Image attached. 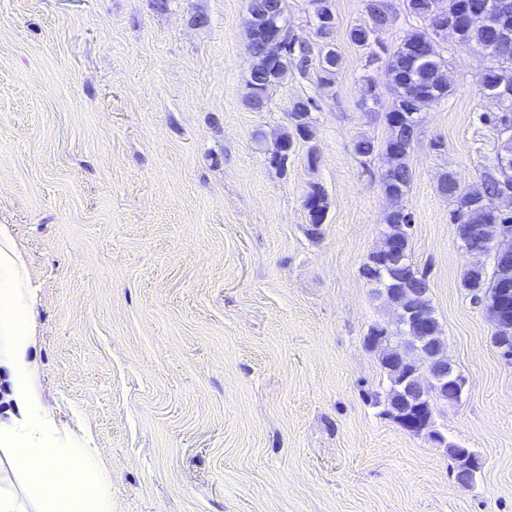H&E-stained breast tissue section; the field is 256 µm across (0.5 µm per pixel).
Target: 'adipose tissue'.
Segmentation results:
<instances>
[{
  "instance_id": "adipose-tissue-1",
  "label": "adipose tissue",
  "mask_w": 512,
  "mask_h": 512,
  "mask_svg": "<svg viewBox=\"0 0 512 512\" xmlns=\"http://www.w3.org/2000/svg\"><path fill=\"white\" fill-rule=\"evenodd\" d=\"M35 305L27 256L0 224V512H112L103 463L43 401Z\"/></svg>"
}]
</instances>
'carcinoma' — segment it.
<instances>
[{"label": "carcinoma", "mask_w": 512, "mask_h": 512, "mask_svg": "<svg viewBox=\"0 0 512 512\" xmlns=\"http://www.w3.org/2000/svg\"><path fill=\"white\" fill-rule=\"evenodd\" d=\"M441 0H405L404 5L408 14L424 22L431 19L438 3ZM485 0H447L446 11L448 16L454 17L458 11L464 13H476L480 11ZM390 8L389 0H366V14L368 20L364 24H358L348 32L350 41L357 47L367 50L374 42L372 36L373 22L378 20ZM334 26L331 24L317 26L318 42L312 49H303L295 55L284 53L278 56L275 64L268 67L262 58H256L257 67L260 69V82L266 90L274 87L280 80V70L284 67L296 65L300 71L309 70L313 62H318L320 69V82L329 84L333 80L336 70L341 64V57L333 44ZM427 39L436 45L434 57L422 63L407 55L404 46L409 40ZM460 44L480 47L485 43L497 42V32L491 26L468 27L456 35ZM439 41L434 32L429 28L416 29L407 33L401 42L388 53L387 71L392 75L391 80L394 101L392 109L386 113L388 126H393L394 121L401 120L404 123L403 135L398 143L387 139L383 147V154L395 155V167L388 176L380 178V185L384 194L391 202L388 211L389 221L385 224L386 233L409 243L411 237V225L407 217L411 216L402 200L413 181V170L408 160V152L412 141V128L409 126L406 112L413 109L421 112L430 106L427 97L423 96L426 88H435L440 91V97L444 98L451 92L450 85L444 81L445 72L448 69V60L443 56ZM501 84L512 85V48L506 49L490 58V65L480 75L479 86L482 93ZM412 101V107H407V101ZM292 131L281 135L274 142L269 154H288L293 147V139L299 137L308 139L311 137L310 129L306 128L307 121L299 120L297 116L289 117ZM490 121L500 131L506 132V137L501 143L498 154L512 158V98L499 103V111ZM486 190L491 196L500 195V184L512 185V167L501 169L497 167L496 160L486 163L482 169ZM438 191L448 199L452 206L450 210L451 221L456 224L458 239L463 241L461 248L473 259L471 266L465 271L462 286L469 292L480 297V305L488 314L495 326L493 343L498 348L503 358L512 357V323L501 321L492 312V299L495 294L508 292L512 297V288L504 289L503 284L512 283V268L506 269L500 263H494L491 276H486L481 258L486 256L483 245L475 240L465 238V230L471 224H511L512 225V197H504L497 201L494 212L486 211L478 207H470L466 201L465 188L457 174L447 171L438 179ZM304 206L310 212L309 222L306 227L307 235L316 239L322 235L327 205V197L319 185H313L306 193ZM368 266L367 277L369 280L383 287L385 291L395 288H427L429 282L427 275L419 271L412 260L410 249H405V254L390 262H382L374 256H368L365 262ZM400 336L405 344L412 350L407 363L398 364L396 358L400 345L392 343V338ZM366 346L380 347L379 357L382 368L385 370L388 386L385 389L382 414L393 421H398L407 411L413 409L409 396L419 381V368L423 365L416 348L423 345V339L411 328V322H395V328L387 325H372L365 336Z\"/></svg>", "instance_id": "cac0c4a2"}]
</instances>
